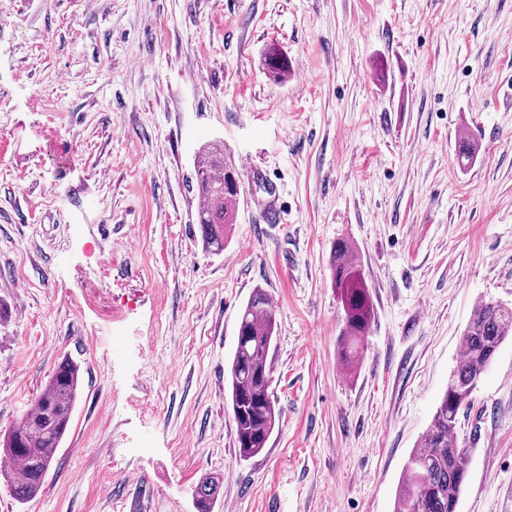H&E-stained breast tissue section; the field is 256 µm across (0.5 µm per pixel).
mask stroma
<instances>
[{
    "instance_id": "obj_1",
    "label": "stroma",
    "mask_w": 512,
    "mask_h": 512,
    "mask_svg": "<svg viewBox=\"0 0 512 512\" xmlns=\"http://www.w3.org/2000/svg\"><path fill=\"white\" fill-rule=\"evenodd\" d=\"M1 98L0 434L63 358L81 393L43 492L1 481L0 512H195L208 476L212 512H394L474 308L512 306V0H5ZM213 142L256 164L218 255ZM341 238L374 308L352 370ZM258 288L281 417L243 459L225 371ZM459 434L458 512H512V340ZM239 177L221 145H209L198 154L195 164L198 195L202 206L197 218L203 246L213 254L224 250L227 231L235 221L236 200L241 193L229 185V172Z\"/></svg>"
}]
</instances>
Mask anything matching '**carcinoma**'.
<instances>
[{"label":"carcinoma","mask_w":512,"mask_h":512,"mask_svg":"<svg viewBox=\"0 0 512 512\" xmlns=\"http://www.w3.org/2000/svg\"><path fill=\"white\" fill-rule=\"evenodd\" d=\"M269 69L288 74V57L276 46L266 52ZM236 171L218 144L203 148L195 164L202 206L197 218L203 246L224 251L227 231L235 221L240 191L229 185ZM332 287L344 311L340 355L355 367L365 349L373 319V305L357 247L336 242L330 256ZM275 313L268 295L256 290L242 309L237 343L230 360V399L239 456L250 458L263 451L280 418L271 396L268 361L275 329ZM512 338V307L479 303L462 334L463 353L448 376V385L430 425L405 465L395 497L394 512H457L467 479L468 451L458 438L461 413L471 406L470 384L482 377L499 347ZM80 392L78 365L62 360L38 394L34 405L9 431L0 436V455L20 461L6 473L13 499L25 505L43 491L57 449L69 431ZM220 480L207 477L197 499L213 502Z\"/></svg>","instance_id":"obj_1"}]
</instances>
